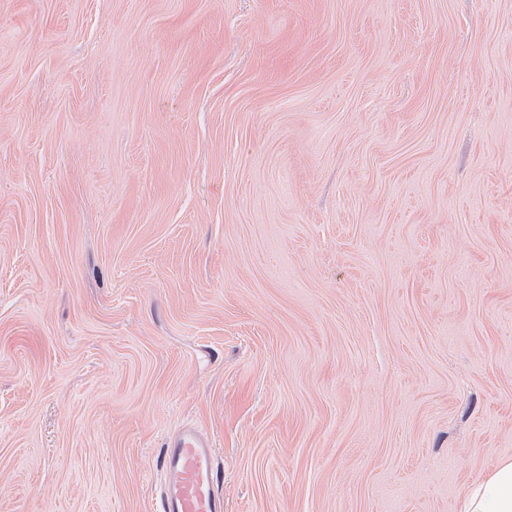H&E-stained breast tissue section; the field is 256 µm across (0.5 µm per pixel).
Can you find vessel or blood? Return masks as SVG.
I'll return each instance as SVG.
<instances>
[{"instance_id": "b4317fda", "label": "vessel or blood", "mask_w": 512, "mask_h": 512, "mask_svg": "<svg viewBox=\"0 0 512 512\" xmlns=\"http://www.w3.org/2000/svg\"><path fill=\"white\" fill-rule=\"evenodd\" d=\"M163 486L154 512H224V470L210 439L192 428L162 451Z\"/></svg>"}]
</instances>
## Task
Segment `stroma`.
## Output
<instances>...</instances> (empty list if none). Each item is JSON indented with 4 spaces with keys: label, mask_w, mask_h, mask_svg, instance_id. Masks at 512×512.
<instances>
[{
    "label": "stroma",
    "mask_w": 512,
    "mask_h": 512,
    "mask_svg": "<svg viewBox=\"0 0 512 512\" xmlns=\"http://www.w3.org/2000/svg\"><path fill=\"white\" fill-rule=\"evenodd\" d=\"M460 512L512 458V0H0V512ZM163 486L153 512H224V470L210 439L193 428L162 451Z\"/></svg>",
    "instance_id": "1"
}]
</instances>
